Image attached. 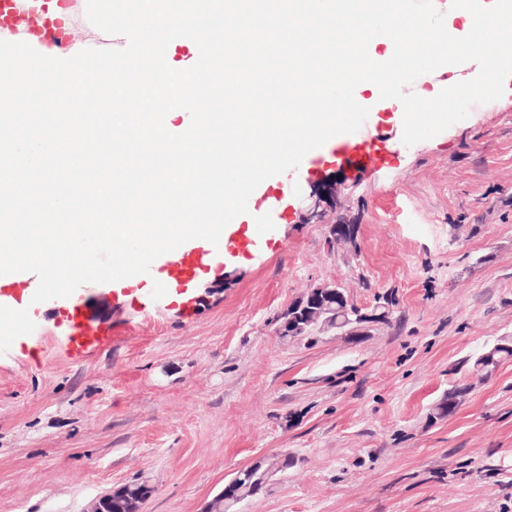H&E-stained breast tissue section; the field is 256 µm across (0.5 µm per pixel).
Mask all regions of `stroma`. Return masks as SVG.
Masks as SVG:
<instances>
[{
	"mask_svg": "<svg viewBox=\"0 0 512 512\" xmlns=\"http://www.w3.org/2000/svg\"><path fill=\"white\" fill-rule=\"evenodd\" d=\"M369 108L376 158L269 177L266 207L241 217L264 225L259 245L197 281L192 317L89 283L75 295L119 346L70 357L47 316L0 341V512H88L134 482L152 489L143 512H201L282 453L291 466L237 512H512V359L467 373L512 336V77L410 147L402 117ZM342 219L355 244L329 243ZM317 284L365 312L388 296V318L357 340L281 339L276 317ZM458 380L470 394L435 418ZM508 359H512V337H501L472 360L468 372L479 378H488ZM265 461L264 459H260L256 462H254L252 465L248 466V469H251L253 472L250 473V479L254 478L255 476H258L259 479H266L267 473H268V467H264ZM239 474L240 479L237 481V476L233 477L226 485L228 486H235L236 482L239 483L240 486L243 487V492H247V498H253L257 496L263 487H256L251 492H248L249 486L251 484V480L248 479L249 472L247 471V468H244L237 472Z\"/></svg>",
	"mask_w": 512,
	"mask_h": 512,
	"instance_id": "35a3bbf8",
	"label": "stroma"
}]
</instances>
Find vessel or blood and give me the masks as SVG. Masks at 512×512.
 <instances>
[{
	"label": "vessel or blood",
	"mask_w": 512,
	"mask_h": 512,
	"mask_svg": "<svg viewBox=\"0 0 512 512\" xmlns=\"http://www.w3.org/2000/svg\"><path fill=\"white\" fill-rule=\"evenodd\" d=\"M377 140V135L368 129L354 136H336L313 153L312 162L317 165L333 159L349 166L363 165L372 160ZM238 231L237 224L232 222L224 228L218 244L204 239L182 244L174 250L167 265L151 267L146 276L140 274L116 281L114 287L126 302L135 305L142 303V284L148 279L152 282L154 295L168 297L183 312H190L194 301V284L200 276L217 269L218 254L238 253L251 246V239L239 236ZM35 291L36 286L28 273L0 276V299L8 301L7 306L0 308V332L18 333L29 328L30 304ZM58 314L66 326L70 348L76 354L93 348L115 346L124 340L121 331H113L108 336L94 330L79 303L65 305Z\"/></svg>",
	"instance_id": "vessel-or-blood-1"
}]
</instances>
